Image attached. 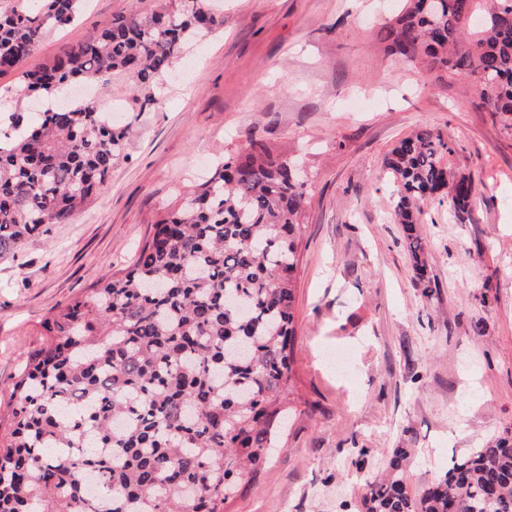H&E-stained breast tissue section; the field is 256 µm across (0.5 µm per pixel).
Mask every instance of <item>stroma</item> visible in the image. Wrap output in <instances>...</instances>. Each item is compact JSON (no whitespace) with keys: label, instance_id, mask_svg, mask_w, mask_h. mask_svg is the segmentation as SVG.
Returning a JSON list of instances; mask_svg holds the SVG:
<instances>
[{"label":"stroma","instance_id":"1","mask_svg":"<svg viewBox=\"0 0 512 512\" xmlns=\"http://www.w3.org/2000/svg\"><path fill=\"white\" fill-rule=\"evenodd\" d=\"M133 0H90L26 66L89 40ZM399 0H224V29L198 45L154 110L128 81L100 86L134 134L106 189L48 236L0 261V410L25 354L67 299L126 267L150 224L211 161L258 138L311 183L297 294L304 402L281 446L225 512H368L367 481L411 449L407 489L452 458L512 436V139L477 110L475 85L394 62L378 34ZM427 127L455 145L475 206H422L430 287L412 269L384 159ZM353 376L338 379L329 355Z\"/></svg>","mask_w":512,"mask_h":512}]
</instances>
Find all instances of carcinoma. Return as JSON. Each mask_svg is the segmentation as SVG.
Instances as JSON below:
<instances>
[{
  "label": "carcinoma",
  "instance_id": "carcinoma-1",
  "mask_svg": "<svg viewBox=\"0 0 512 512\" xmlns=\"http://www.w3.org/2000/svg\"><path fill=\"white\" fill-rule=\"evenodd\" d=\"M405 0L381 29L396 59L471 80L479 108L512 135V0ZM87 0H9L0 75L40 97L0 147V259L66 224L126 157L131 127L95 100L46 108L75 80L133 85L148 112L190 47L224 26V0H150L36 70L23 68ZM427 127L400 139L385 168L396 223L425 280L420 206L473 211L470 176ZM311 185L261 140L217 162L151 224L132 266L107 272L46 319L0 416V512H224L278 444L296 380L297 276ZM396 448L369 484V512H512V437L453 461L408 494Z\"/></svg>",
  "mask_w": 512,
  "mask_h": 512
}]
</instances>
